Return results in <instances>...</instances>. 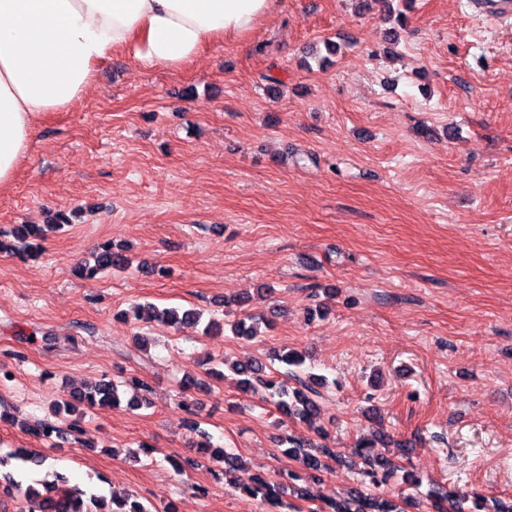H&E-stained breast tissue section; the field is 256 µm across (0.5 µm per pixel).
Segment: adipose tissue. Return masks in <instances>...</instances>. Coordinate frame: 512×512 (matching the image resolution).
I'll return each mask as SVG.
<instances>
[{
	"instance_id": "obj_1",
	"label": "adipose tissue",
	"mask_w": 512,
	"mask_h": 512,
	"mask_svg": "<svg viewBox=\"0 0 512 512\" xmlns=\"http://www.w3.org/2000/svg\"><path fill=\"white\" fill-rule=\"evenodd\" d=\"M277 0H0V190L10 187L40 119L89 89L123 50L176 69L205 46L253 34Z\"/></svg>"
}]
</instances>
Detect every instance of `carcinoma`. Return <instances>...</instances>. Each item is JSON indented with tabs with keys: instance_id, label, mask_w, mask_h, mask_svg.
<instances>
[{
	"instance_id": "carcinoma-1",
	"label": "carcinoma",
	"mask_w": 512,
	"mask_h": 512,
	"mask_svg": "<svg viewBox=\"0 0 512 512\" xmlns=\"http://www.w3.org/2000/svg\"><path fill=\"white\" fill-rule=\"evenodd\" d=\"M67 224L64 218L57 224H21L14 229L13 236L17 240L15 245L0 243L1 250H18L34 252L39 248L47 233L55 232ZM97 265L88 269L94 274L108 268H125L128 261L121 254L112 251V246L100 247L97 256ZM124 317L136 322L157 321L172 328L178 329L184 324L196 323L200 315L192 309L180 311L176 308H159L152 303L136 304L131 310L124 313ZM234 335L247 341L259 336L258 324L248 315L232 325ZM280 362L289 367L286 378L281 379L265 372L263 365L258 363H237L233 370L240 376L241 390L244 392L262 390L264 397L276 400L278 408L292 419L305 424H312L314 417L320 413L319 378L314 374H307L301 370L305 362L302 354L289 350L280 356ZM71 401L68 406L75 408L79 405L92 406H119L121 393L119 386L110 380L103 379L91 386L74 390L70 394ZM320 443L315 445L302 437L288 436L285 443L288 448L283 453L295 461L298 468L287 473L288 488L300 499L315 500V494L308 481L315 479L316 474L329 468V462L336 467L343 468L349 461L341 451L330 447L327 441L329 434L320 430L317 432ZM398 448L401 455L406 456L413 449L409 440L393 441L390 435L379 430L372 437L359 436L355 443L354 454L366 466L363 474L370 478L372 485H382L394 477L395 472L402 469L383 449L389 445ZM57 491L50 492L49 487L44 491L37 490L28 485L27 492L41 495L47 512H152L134 495L106 497L83 489L77 485L69 484L64 476H59L55 483ZM234 487L252 496L261 495L263 503L276 509L282 504L279 496L280 486L270 483L262 478L253 477L248 483H234ZM330 512H405L396 501L381 499L372 492L363 489H352L342 499L326 500ZM427 504L431 512H512V501L506 503L500 499L488 500L478 493L464 494L447 491L440 486L428 492Z\"/></svg>"
}]
</instances>
